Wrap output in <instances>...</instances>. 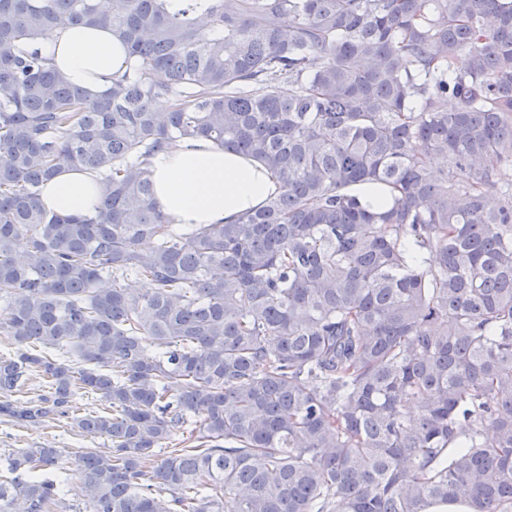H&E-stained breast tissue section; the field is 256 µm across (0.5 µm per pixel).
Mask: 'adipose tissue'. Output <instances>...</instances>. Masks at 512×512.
<instances>
[{
    "mask_svg": "<svg viewBox=\"0 0 512 512\" xmlns=\"http://www.w3.org/2000/svg\"><path fill=\"white\" fill-rule=\"evenodd\" d=\"M55 69L91 96L108 91L128 66L125 47L105 27L68 25L46 43ZM154 197L172 227L229 224L261 207L278 191L261 163L204 139L156 153L151 159ZM42 206L61 215L82 214L98 202L96 180L85 170H66L40 192Z\"/></svg>",
    "mask_w": 512,
    "mask_h": 512,
    "instance_id": "1",
    "label": "adipose tissue"
}]
</instances>
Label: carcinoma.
I'll return each mask as SVG.
<instances>
[{"label":"carcinoma","mask_w":512,"mask_h":512,"mask_svg":"<svg viewBox=\"0 0 512 512\" xmlns=\"http://www.w3.org/2000/svg\"><path fill=\"white\" fill-rule=\"evenodd\" d=\"M69 24L132 59L99 98L37 46ZM199 137L279 191L178 232L149 158ZM72 168L99 205L46 211ZM0 302V416L109 442L86 512H512V0H0ZM61 455L0 512H74Z\"/></svg>","instance_id":"1"}]
</instances>
